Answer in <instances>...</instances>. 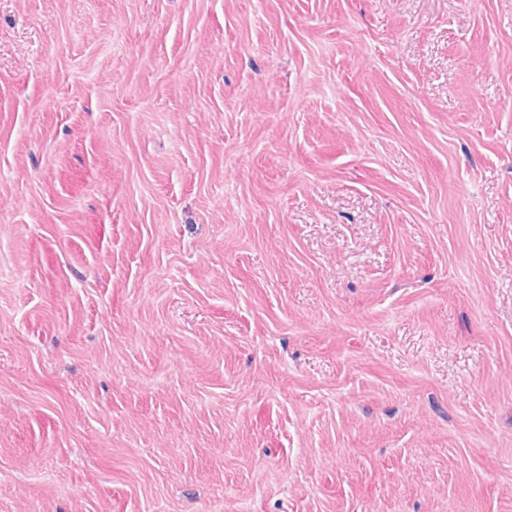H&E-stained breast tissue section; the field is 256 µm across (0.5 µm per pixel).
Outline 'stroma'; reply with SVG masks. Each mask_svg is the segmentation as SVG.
Masks as SVG:
<instances>
[{
	"label": "stroma",
	"mask_w": 512,
	"mask_h": 512,
	"mask_svg": "<svg viewBox=\"0 0 512 512\" xmlns=\"http://www.w3.org/2000/svg\"><path fill=\"white\" fill-rule=\"evenodd\" d=\"M0 512H512V0H0Z\"/></svg>",
	"instance_id": "stroma-1"
}]
</instances>
